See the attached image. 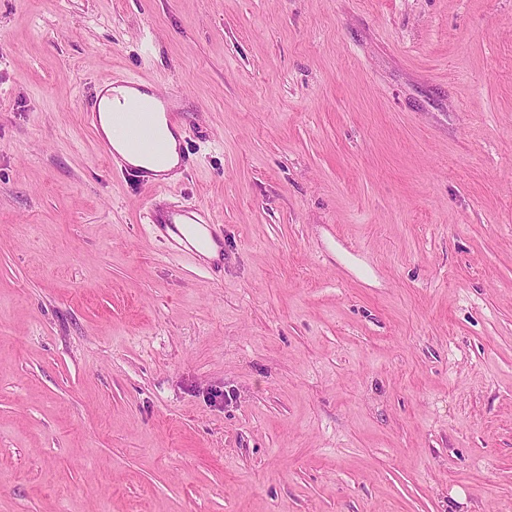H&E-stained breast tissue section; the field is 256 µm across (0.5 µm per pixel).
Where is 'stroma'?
Here are the masks:
<instances>
[{"label": "stroma", "mask_w": 512, "mask_h": 512, "mask_svg": "<svg viewBox=\"0 0 512 512\" xmlns=\"http://www.w3.org/2000/svg\"><path fill=\"white\" fill-rule=\"evenodd\" d=\"M0 512H512V0H0ZM112 75L109 77V79L107 80V82H111L113 83L114 85H121V86H115L112 88L110 87H103L101 89V95H103L102 97V102L104 103H107L108 102V96L109 94L112 92V93H116L118 96L119 95H122V96H132V97H138L144 101H147V102H151L152 101V94L151 92H145V91H142L141 89H135V88H138V84L135 82V81H129V80H123V81H120V82H113L112 81ZM126 86V87H124ZM129 87H132V88H129ZM101 112H104L102 121L100 120ZM106 112H111L112 119L126 127L131 150L159 156L164 153L165 145L160 139L154 123L152 112L156 111L136 100L129 101L121 109L106 108L101 111L98 98L95 97L85 112V118L87 124L96 134L99 150L112 161L113 166H118L122 173L138 178L144 186H160L165 179L162 178L163 175H154L139 168L165 175L174 171L180 163L179 147L183 137L180 129L176 125L168 126L164 120L160 122L159 128L167 144V157L164 163L158 164L152 158L128 154L125 149V130L121 126L111 123ZM100 125L102 133L99 135ZM121 156L132 166L127 164ZM164 214L162 220L158 219L154 225L168 242L170 255L185 256L198 262L208 258H217L216 248H212L206 255L204 254L206 239L196 233V227L206 229L208 236L219 248V252L224 251L223 236L218 230L217 224H213L210 218L202 220L197 208L177 207L166 210Z\"/></svg>", "instance_id": "obj_1"}]
</instances>
